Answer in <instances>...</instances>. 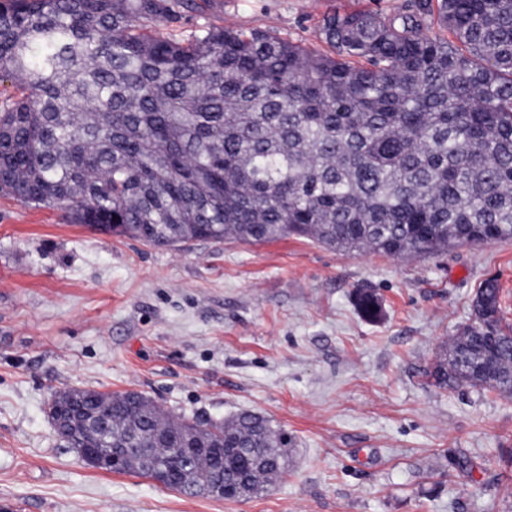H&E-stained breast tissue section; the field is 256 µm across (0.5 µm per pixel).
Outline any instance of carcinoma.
<instances>
[{
    "instance_id": "obj_1",
    "label": "carcinoma",
    "mask_w": 512,
    "mask_h": 512,
    "mask_svg": "<svg viewBox=\"0 0 512 512\" xmlns=\"http://www.w3.org/2000/svg\"><path fill=\"white\" fill-rule=\"evenodd\" d=\"M196 0H0V194L158 247L288 236L399 257L512 238V0L333 12L322 53L269 32L158 28ZM448 36L433 34V27ZM368 319L376 296L356 292ZM512 394L501 288L429 372ZM71 448H132L115 473L175 467L179 491L246 499L288 471V433L241 411L199 422L138 391L68 388ZM193 438L224 459L182 456Z\"/></svg>"
}]
</instances>
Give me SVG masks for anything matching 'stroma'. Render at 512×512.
<instances>
[{"instance_id":"obj_1","label":"stroma","mask_w":512,"mask_h":512,"mask_svg":"<svg viewBox=\"0 0 512 512\" xmlns=\"http://www.w3.org/2000/svg\"><path fill=\"white\" fill-rule=\"evenodd\" d=\"M408 2L210 0L161 32L317 48L324 14ZM491 276L512 322V239L399 258L295 236L154 247L0 197V512H512V394L428 377ZM69 387L199 421L260 413L292 438L288 470L225 500L95 469L45 413Z\"/></svg>"}]
</instances>
